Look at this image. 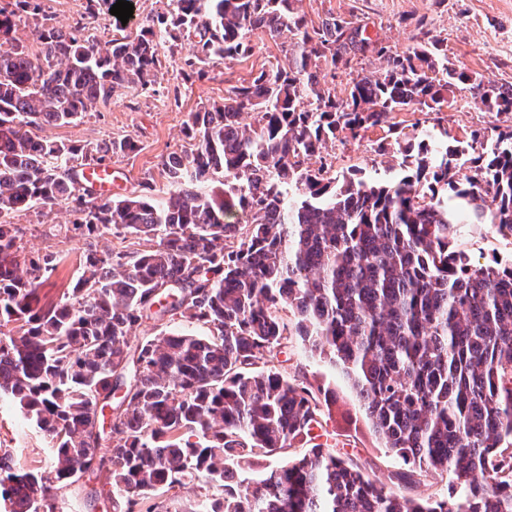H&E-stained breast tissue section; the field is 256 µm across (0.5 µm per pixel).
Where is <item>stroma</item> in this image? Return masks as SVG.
<instances>
[{"label":"stroma","instance_id":"stroma-1","mask_svg":"<svg viewBox=\"0 0 512 512\" xmlns=\"http://www.w3.org/2000/svg\"><path fill=\"white\" fill-rule=\"evenodd\" d=\"M298 7L316 24L331 16L351 19L372 40L400 51L411 46L418 27H425L443 39L449 64L476 74L485 84L512 85V0H300ZM251 40L252 55L210 67L201 81L184 80L178 72L177 64L191 52V42L164 44L160 49L162 67L152 92L133 86L119 89L95 111L75 123L46 128L44 134L79 143L132 138L137 151L110 160L115 172L113 195L133 197L148 189L163 194L167 182L161 161L169 153L189 148L183 128L190 114L203 103L222 101L232 86L260 70L273 64L287 65L281 42L261 34L252 35ZM457 99L458 110L428 115V125L447 128L450 135L459 138L477 129L492 139L505 129L503 117L472 101L469 93H458ZM381 136L376 129L356 141L328 144L326 152L334 171L345 174L356 168L371 179L398 178L401 157L395 146H381ZM73 221V212L64 205L49 210L34 207L12 216L22 251L34 256L50 254L55 259V270L40 287L43 300L58 299L71 287L88 245H95L101 253L126 248L125 242L112 236L87 241L74 231ZM456 243L475 264L495 259L512 262V237L497 234L489 225H458ZM285 356L281 368L287 374H306L312 382L335 393L336 404L326 429L330 444L337 450L351 455L366 473L402 494L425 499L446 493L447 486L440 481L413 485L397 481L396 475L405 471V464L387 452L340 369L310 357L295 338L289 339ZM0 450L11 454L17 468L34 472L44 470L52 455L50 437L7 400L0 401Z\"/></svg>","mask_w":512,"mask_h":512}]
</instances>
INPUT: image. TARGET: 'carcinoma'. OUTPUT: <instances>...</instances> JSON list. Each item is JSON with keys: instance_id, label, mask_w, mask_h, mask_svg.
Wrapping results in <instances>:
<instances>
[{"instance_id": "1", "label": "carcinoma", "mask_w": 512, "mask_h": 512, "mask_svg": "<svg viewBox=\"0 0 512 512\" xmlns=\"http://www.w3.org/2000/svg\"><path fill=\"white\" fill-rule=\"evenodd\" d=\"M299 0H168L135 38L102 42L78 21L41 23L32 52L16 37L40 0L0 6V398L45 432L41 472L0 456L10 512H56L57 491L91 473L112 488L113 512H180L187 477L207 492L187 512H512V262L474 265L454 246L459 214L512 236V126L498 139L406 131L402 112L443 111L454 89L512 115V86L448 66L443 40L420 30L403 52L343 17L317 26ZM288 34V68L261 70L203 105L185 126L193 148L161 168L163 199H99L77 168L137 150L131 138L96 145L39 137L130 85L153 90L159 47L195 33L180 73L251 55L250 34ZM373 53L383 73L327 77ZM252 121H242L243 115ZM370 129L394 139L404 175L356 170L326 177L323 145ZM319 159L310 168L308 160ZM221 173L224 194L199 186ZM70 205L74 229L147 243L101 255L55 303L39 287L50 255L17 245L12 215ZM178 314L209 331L161 333L130 344L151 316ZM296 336L340 366L384 448L447 494L414 498L373 479L322 437L329 391L290 377L279 354ZM124 396L104 410L116 392ZM309 452L290 456V448ZM261 457H282L256 478Z\"/></svg>"}]
</instances>
